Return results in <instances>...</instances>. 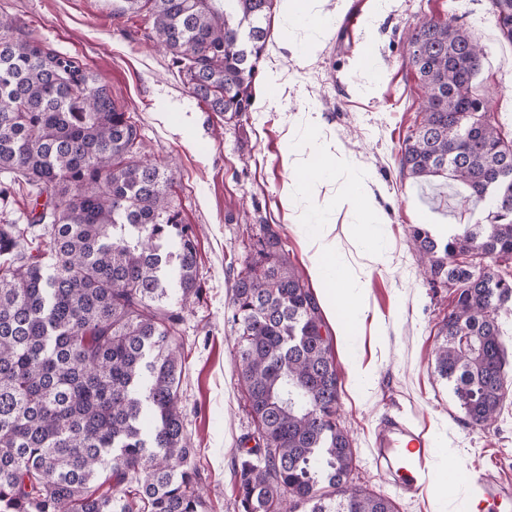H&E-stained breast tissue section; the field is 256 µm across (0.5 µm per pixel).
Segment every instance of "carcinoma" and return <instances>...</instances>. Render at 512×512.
Listing matches in <instances>:
<instances>
[{
	"mask_svg": "<svg viewBox=\"0 0 512 512\" xmlns=\"http://www.w3.org/2000/svg\"><path fill=\"white\" fill-rule=\"evenodd\" d=\"M276 0H124L142 14L194 97L227 119L250 111ZM512 44V0H491ZM426 88L400 147L418 182L451 178L487 210L445 239L411 240L430 284L451 290L435 371L474 430L501 410V315L512 301V181L492 184L512 139L455 59L482 49L454 19L412 30ZM0 199L34 190L26 224H0V512H204L179 399L174 346L200 294L195 241L138 126L77 60L0 19ZM42 225V233L28 237ZM235 369L256 423L232 473L239 512H394L352 487L339 374L320 302L263 237L233 285Z\"/></svg>",
	"mask_w": 512,
	"mask_h": 512,
	"instance_id": "carcinoma-1",
	"label": "carcinoma"
}]
</instances>
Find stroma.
Instances as JSON below:
<instances>
[{
    "label": "stroma",
    "mask_w": 512,
    "mask_h": 512,
    "mask_svg": "<svg viewBox=\"0 0 512 512\" xmlns=\"http://www.w3.org/2000/svg\"><path fill=\"white\" fill-rule=\"evenodd\" d=\"M352 3L321 0V13L332 19L321 32L276 6L252 109L227 120L190 96L142 16L114 19L112 0H0V17L76 58L108 86L139 126L146 153L171 178L169 200L193 233L202 288L183 312L176 343L184 424L208 512H237L231 474L254 431L234 369L231 294L265 224L279 231L290 262L306 277L314 264L311 236L326 233L351 282L361 287L353 332L332 333L354 484L391 497L398 512H459V496L448 488L413 500L394 495L378 477L370 446L389 415L428 430L435 470L455 463L470 476L490 471L512 480V390L489 433L463 423L435 371L448 290L431 287L410 237L417 224L439 232L483 223L486 210L462 184L420 183L403 177L398 164L425 98L408 62L409 27L451 18L471 34L484 50L478 94L510 137L512 44L501 38L489 0H366L354 40L345 26ZM368 45L378 59L374 73L360 63ZM318 149L345 157L348 166L300 193L297 160ZM352 173L361 175L379 206L373 259L355 234L358 212L340 197ZM303 211L316 213L314 228L298 223Z\"/></svg>",
    "instance_id": "1"
}]
</instances>
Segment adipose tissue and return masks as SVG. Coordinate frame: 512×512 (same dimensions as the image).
I'll return each instance as SVG.
<instances>
[{
    "instance_id": "ef3b65f1",
    "label": "adipose tissue",
    "mask_w": 512,
    "mask_h": 512,
    "mask_svg": "<svg viewBox=\"0 0 512 512\" xmlns=\"http://www.w3.org/2000/svg\"><path fill=\"white\" fill-rule=\"evenodd\" d=\"M313 244L316 248L313 273L322 291L323 301L331 310L338 306L342 307L341 327L346 331L351 330L357 321L359 309L341 288L346 279L345 267L337 258L335 248L329 243L317 237L314 238Z\"/></svg>"
}]
</instances>
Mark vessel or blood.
I'll return each instance as SVG.
<instances>
[{
  "instance_id": "obj_1",
  "label": "vessel or blood",
  "mask_w": 512,
  "mask_h": 512,
  "mask_svg": "<svg viewBox=\"0 0 512 512\" xmlns=\"http://www.w3.org/2000/svg\"><path fill=\"white\" fill-rule=\"evenodd\" d=\"M432 439L399 417L386 420L375 435L372 453L383 480L399 495L415 499L437 479L428 466ZM464 512H512V482L485 474L463 504Z\"/></svg>"
}]
</instances>
